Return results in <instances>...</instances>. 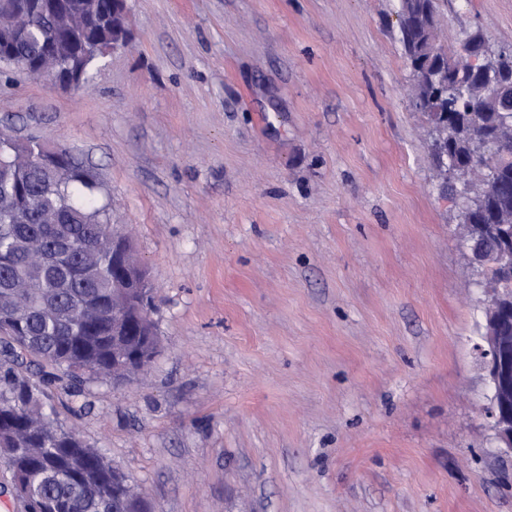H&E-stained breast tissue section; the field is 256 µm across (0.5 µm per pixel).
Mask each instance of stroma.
Returning a JSON list of instances; mask_svg holds the SVG:
<instances>
[{"label": "stroma", "instance_id": "35a3bbf8", "mask_svg": "<svg viewBox=\"0 0 512 512\" xmlns=\"http://www.w3.org/2000/svg\"><path fill=\"white\" fill-rule=\"evenodd\" d=\"M438 4L512 50V0ZM127 5L86 86L0 75V133L98 172L156 296V359L50 387L58 422L154 512H512L398 0Z\"/></svg>", "mask_w": 512, "mask_h": 512}]
</instances>
